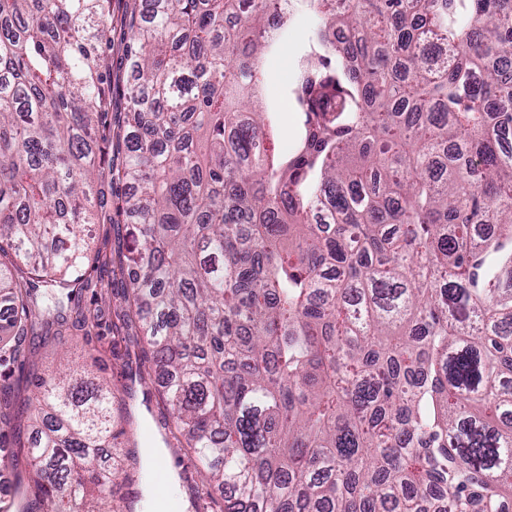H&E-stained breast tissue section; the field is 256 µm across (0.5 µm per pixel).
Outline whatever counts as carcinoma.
Segmentation results:
<instances>
[{
	"mask_svg": "<svg viewBox=\"0 0 512 512\" xmlns=\"http://www.w3.org/2000/svg\"><path fill=\"white\" fill-rule=\"evenodd\" d=\"M0 0V447L20 512H95L121 388L15 398L23 338L90 287L113 205L159 394L206 512H503L512 497V0ZM342 30L345 40L333 37ZM124 154L122 166L112 153ZM137 188L109 203L105 183ZM326 225L313 223L316 210ZM128 37L125 23L124 0H112V56H114V70L112 71V83L116 82L123 87L128 80V71L121 62L124 45Z\"/></svg>",
	"mask_w": 512,
	"mask_h": 512,
	"instance_id": "cac0c4a2",
	"label": "carcinoma"
}]
</instances>
